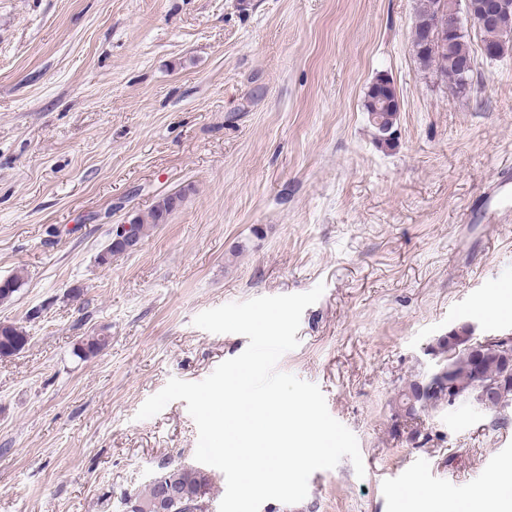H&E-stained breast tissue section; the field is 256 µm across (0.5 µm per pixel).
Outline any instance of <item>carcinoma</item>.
<instances>
[{"label": "carcinoma", "mask_w": 512, "mask_h": 512, "mask_svg": "<svg viewBox=\"0 0 512 512\" xmlns=\"http://www.w3.org/2000/svg\"><path fill=\"white\" fill-rule=\"evenodd\" d=\"M511 7L500 17V25L494 28H482V44L498 50L503 55L508 45H500L502 32L512 31V0H508ZM437 0H420L417 9L414 28L420 29L427 25L436 11ZM468 32L453 38L448 56L444 57L434 51L417 44L414 54L419 64L429 69L433 66L439 68L441 75L448 80V84L458 92H464L471 86L473 75H461L456 66L458 62L472 58V49L468 40ZM367 115L375 116L381 126L392 130L400 103L396 88L387 77L378 78L370 87L367 100L364 104ZM182 195L163 196L158 199L153 208L144 217L137 216L136 231L140 237H145L159 224L166 223L168 216L175 210ZM5 286H0V302L11 300L18 292L24 281L21 270L6 277ZM468 335L465 328L453 331L455 340L452 342L436 338L430 346L435 363L432 370L415 376L398 394L396 406L398 416L416 420L422 414L439 412L448 407V383L468 396L467 403L482 408L484 414L497 412L512 405V371L507 367L506 360L492 352L484 353L483 371L481 375L474 373L472 365L473 353L465 348ZM29 342L27 331L22 326L14 324H0V357H9L20 352ZM107 344L105 336H88L77 348L76 355L80 358H89L98 354ZM485 383H494L499 388L498 397L501 405L487 404L481 398L482 386ZM155 480L171 483L181 492V496L168 504L167 512H206L207 502L212 490V477L210 473L200 467L176 466L166 468L160 472ZM154 496V484L135 494L123 497L121 501L122 512L131 509L129 501L148 503Z\"/></svg>", "instance_id": "obj_1"}]
</instances>
